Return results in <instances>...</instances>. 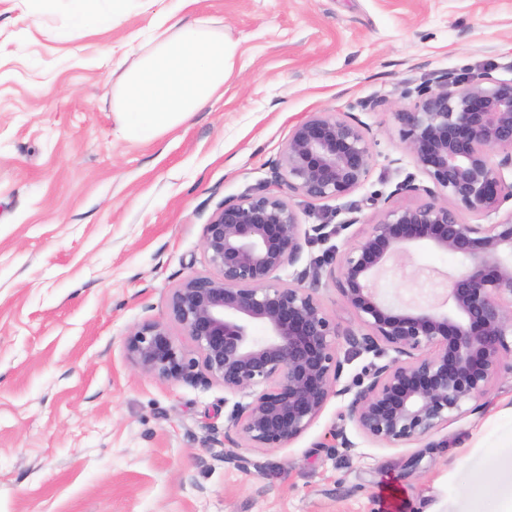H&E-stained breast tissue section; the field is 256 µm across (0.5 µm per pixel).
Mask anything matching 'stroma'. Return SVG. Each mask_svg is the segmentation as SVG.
I'll return each instance as SVG.
<instances>
[{
    "instance_id": "1",
    "label": "stroma",
    "mask_w": 512,
    "mask_h": 512,
    "mask_svg": "<svg viewBox=\"0 0 512 512\" xmlns=\"http://www.w3.org/2000/svg\"><path fill=\"white\" fill-rule=\"evenodd\" d=\"M172 0H93L114 22L67 40L66 0H0V512H473L485 472L512 490V378L481 407L396 447L369 442L331 397L288 447L224 460L246 395L146 374L125 340L169 320L173 288L212 268L202 228L228 198L270 189L304 229L340 226L280 272L293 282L346 249L387 202L413 206L427 178L395 112L443 71L512 79V0H203L238 45L224 95L143 145L116 137L112 89ZM314 112L370 126L373 163L353 193L310 200L269 163ZM452 253L411 249L377 281L389 302L441 306ZM351 447H331L332 430Z\"/></svg>"
}]
</instances>
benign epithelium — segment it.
Segmentation results:
<instances>
[{
  "label": "benign epithelium",
  "instance_id": "benign-epithelium-1",
  "mask_svg": "<svg viewBox=\"0 0 512 512\" xmlns=\"http://www.w3.org/2000/svg\"><path fill=\"white\" fill-rule=\"evenodd\" d=\"M415 93L414 105L394 118L405 150L432 186L404 181L391 196L422 190L430 201L386 207L341 256L330 251L284 283L278 272L296 264L304 246L328 237L326 225L302 231L294 206L271 192L226 200L202 230L215 273L187 277L169 297L170 321L194 355L160 322L127 336L129 358L147 374L215 381L232 394L257 389L228 417L224 460L242 467L238 448L288 447L330 397L349 393V416L365 439L390 446L419 441L486 397L494 379L512 375V182L504 177L512 170V80L490 69L467 77L444 72ZM372 160L365 124L313 112L292 129L272 170L293 193L324 200L358 189ZM463 211L501 219L468 223ZM420 246L469 261L450 279L445 311L397 307L375 288L390 260ZM324 277L340 283L363 327L346 335L349 352L395 353L364 366L340 389L339 331L317 295ZM256 324L266 335L252 334Z\"/></svg>",
  "mask_w": 512,
  "mask_h": 512
}]
</instances>
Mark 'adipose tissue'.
<instances>
[{
    "mask_svg": "<svg viewBox=\"0 0 512 512\" xmlns=\"http://www.w3.org/2000/svg\"><path fill=\"white\" fill-rule=\"evenodd\" d=\"M199 2L174 0L122 73L112 92L116 135L150 143L223 95L237 46L195 16Z\"/></svg>",
    "mask_w": 512,
    "mask_h": 512,
    "instance_id": "adipose-tissue-1",
    "label": "adipose tissue"
}]
</instances>
